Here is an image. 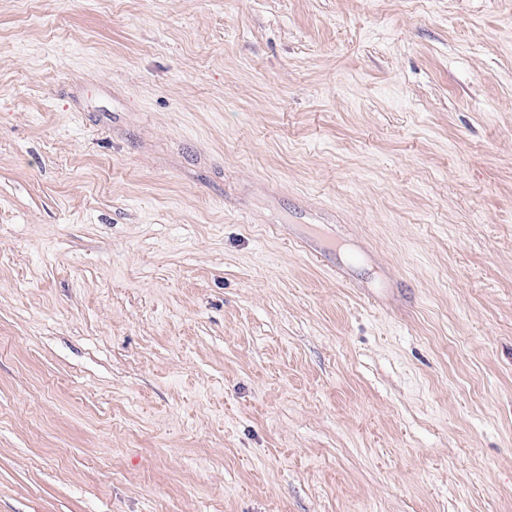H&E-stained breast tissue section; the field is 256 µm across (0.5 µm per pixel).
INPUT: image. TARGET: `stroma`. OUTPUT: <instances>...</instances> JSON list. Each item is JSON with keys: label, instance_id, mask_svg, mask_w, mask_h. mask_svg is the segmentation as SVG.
Returning a JSON list of instances; mask_svg holds the SVG:
<instances>
[{"label": "stroma", "instance_id": "stroma-1", "mask_svg": "<svg viewBox=\"0 0 512 512\" xmlns=\"http://www.w3.org/2000/svg\"><path fill=\"white\" fill-rule=\"evenodd\" d=\"M0 512H512V0H0Z\"/></svg>", "mask_w": 512, "mask_h": 512}]
</instances>
